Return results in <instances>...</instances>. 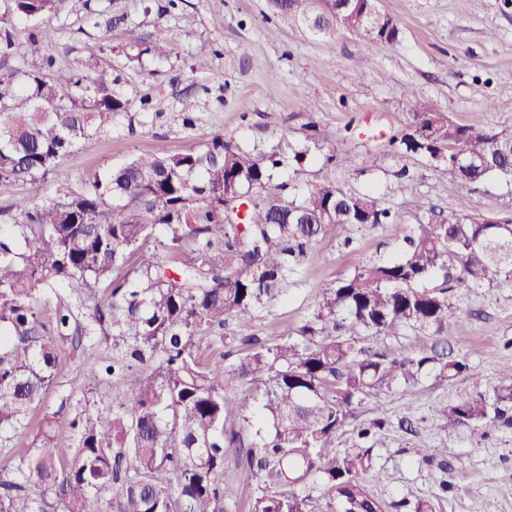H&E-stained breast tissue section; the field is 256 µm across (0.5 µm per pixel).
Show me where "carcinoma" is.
<instances>
[{
  "instance_id": "1",
  "label": "carcinoma",
  "mask_w": 512,
  "mask_h": 512,
  "mask_svg": "<svg viewBox=\"0 0 512 512\" xmlns=\"http://www.w3.org/2000/svg\"><path fill=\"white\" fill-rule=\"evenodd\" d=\"M52 2L7 0V11L35 17ZM322 2L313 27L312 0H272V7L309 33L329 36L342 0ZM367 37L392 45L400 29L377 12ZM2 43L22 66L0 67V179L58 178L61 160L130 102L115 87L118 78L91 63L80 74L49 79L52 57L40 47L16 42L6 30ZM398 146L453 175L460 216L415 225L400 257L361 265L336 281L292 333L262 340L249 322H239L243 349L232 361L202 363L193 338L281 295L293 264L328 226L389 223L392 211L379 197L327 179L293 197L290 186L273 183V170L286 160L301 165L309 147L286 156L243 149L216 134L202 153L139 155L82 191L35 204L18 200L20 220L0 228V443L27 428L66 342L96 333L122 341L111 364L86 359L91 381L134 362L150 371L118 409L67 423L75 448L65 465L53 446L57 420L45 415L41 445L16 450L19 476L0 480V512H44L48 494L63 512H89L91 498L112 495L120 512H224V501L242 496L224 483V466L230 449L245 446L260 455L251 512H318L319 499L326 512H384L363 484L367 475L380 478L370 449L336 457L325 448L362 400L415 384L438 358L425 348L411 357L369 350L361 338L404 328L449 335L448 282L423 283L451 261L467 284L512 274V212L495 220L467 213L489 179L512 180V129H476L427 109L413 113ZM252 189L261 196H247ZM237 198L249 206L243 218L225 208ZM158 227L172 249L192 239L194 256L167 265L147 252L143 243ZM102 282L108 288H97ZM56 288L66 300L49 310L43 296ZM471 370L463 359L439 366L450 381ZM230 385L245 388L252 404L228 396ZM435 412L455 427L511 430L512 366L492 397ZM235 414L253 430L251 441L225 429Z\"/></svg>"
}]
</instances>
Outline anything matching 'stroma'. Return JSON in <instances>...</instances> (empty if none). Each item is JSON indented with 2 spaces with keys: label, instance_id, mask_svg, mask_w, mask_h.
<instances>
[{
  "label": "stroma",
  "instance_id": "1",
  "mask_svg": "<svg viewBox=\"0 0 512 512\" xmlns=\"http://www.w3.org/2000/svg\"><path fill=\"white\" fill-rule=\"evenodd\" d=\"M376 7L397 22L398 43L371 41L341 27L319 38L273 14L269 0H54L37 19L0 11V28L15 41L51 32L55 68L77 71L93 61L98 71L118 76L117 89L131 103L64 157L66 179L0 180V225L17 221L16 199L38 202L60 190L79 191L140 154L200 152L216 134L248 149L300 148L308 125H316L331 141L309 148L301 171L282 167L276 181L303 190L326 178L350 192L373 190L394 219L378 226L331 225L294 265L283 294L249 315L264 339L296 329L338 279L363 263L400 256L414 224L432 214L448 219L459 213L454 177L391 144L413 112L427 105L462 125L512 128V0H377ZM134 36L167 44L169 55L127 62ZM204 44L214 52L205 70L195 60ZM370 153L380 156L379 168H362ZM332 154L355 163L326 164ZM399 183L424 201V211L401 207L392 192ZM460 276L453 265L447 277L430 283H449L453 326L447 348L475 365L477 377L447 381L432 370L411 388L374 392L337 431L329 451L371 449L385 478L367 487L383 503L430 500L437 512H512V497L501 492L512 484V430L456 428L434 413L463 397L492 394L512 365V276L473 288ZM113 353L112 339L102 336L64 345L44 403L9 447L0 446V469L11 468L12 449L33 447L44 414L58 413L64 422L82 411L105 415L132 392L137 367L95 385L86 379L88 355L108 360ZM373 420L382 428L360 437L362 425ZM418 448L436 449L434 461L417 462Z\"/></svg>",
  "mask_w": 512,
  "mask_h": 512
}]
</instances>
